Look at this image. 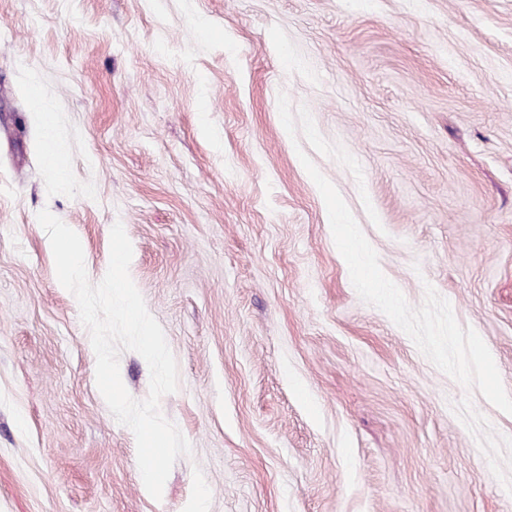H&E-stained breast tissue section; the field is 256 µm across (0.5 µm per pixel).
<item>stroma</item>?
<instances>
[{"label":"stroma","mask_w":512,"mask_h":512,"mask_svg":"<svg viewBox=\"0 0 512 512\" xmlns=\"http://www.w3.org/2000/svg\"><path fill=\"white\" fill-rule=\"evenodd\" d=\"M282 91L361 164L310 154L383 273L512 395V0H0V512H512V414L359 298ZM43 209L91 283L132 243L192 447L161 498Z\"/></svg>","instance_id":"35a3bbf8"}]
</instances>
